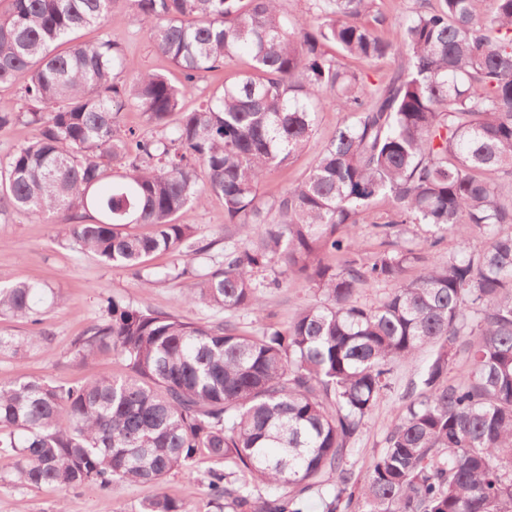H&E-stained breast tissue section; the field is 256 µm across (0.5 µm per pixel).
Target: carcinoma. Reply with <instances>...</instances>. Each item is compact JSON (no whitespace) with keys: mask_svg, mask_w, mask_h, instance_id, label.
Here are the masks:
<instances>
[{"mask_svg":"<svg viewBox=\"0 0 512 512\" xmlns=\"http://www.w3.org/2000/svg\"><path fill=\"white\" fill-rule=\"evenodd\" d=\"M282 0H10L0 12V88L25 75L21 98H0V130L20 121L38 137L0 160V213L65 225V240L104 265L136 270L144 287L158 252L184 253L176 277L192 304L263 313L255 274L281 264L323 300L283 329L248 335L229 319L200 323L104 300L107 318L74 340L82 363L99 355L126 374L92 371L59 386L0 375V453L14 476L62 489L94 482L160 485L208 456V489L224 512H512V0H421L402 38L379 34L374 0H308L290 18ZM124 10L179 73L141 70L112 38ZM103 27L91 44L77 33ZM248 69L199 91L204 74ZM397 58L383 83L352 68ZM129 72L131 78L117 81ZM198 107L182 111L188 95ZM141 112L161 129L121 122ZM347 113L300 181L269 203L266 175L303 152L319 113ZM224 203V260L191 266L210 250L178 213ZM378 235L393 246L359 258L357 227L373 201ZM412 224L433 232L418 248ZM458 249L440 261L445 236ZM344 256L338 267L323 256ZM421 266L411 280L406 265ZM390 283L379 305L362 287ZM44 286H0V353L52 352ZM432 357L405 413L366 475L351 447L391 388L393 364ZM465 353L463 379L448 370ZM334 477L324 490V477ZM139 512H192L163 492Z\"/></svg>","mask_w":512,"mask_h":512,"instance_id":"cac0c4a2","label":"carcinoma"}]
</instances>
